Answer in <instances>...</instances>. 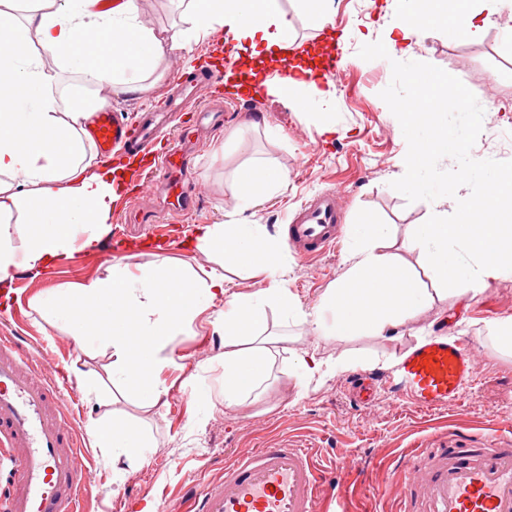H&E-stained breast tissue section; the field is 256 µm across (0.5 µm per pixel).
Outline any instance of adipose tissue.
<instances>
[{
    "instance_id": "adipose-tissue-1",
    "label": "adipose tissue",
    "mask_w": 512,
    "mask_h": 512,
    "mask_svg": "<svg viewBox=\"0 0 512 512\" xmlns=\"http://www.w3.org/2000/svg\"><path fill=\"white\" fill-rule=\"evenodd\" d=\"M388 9L385 45L405 56L408 41L442 20L449 37L479 39L496 15L512 11V0H391ZM185 12L188 28L165 42L141 23L133 0L111 9L100 0H30L21 15L16 0H0V283L11 282L19 265L34 270L96 250L118 200L116 186L137 165L98 159L85 126L107 100L74 91L54 96L62 72L78 74L82 88L107 85L149 96L167 74V52L191 54L193 42L218 31L272 63H287L300 48L283 0H187ZM287 180L285 171L268 165L245 166L233 194L235 211L251 210ZM389 233L388 225L367 223L353 234L347 272L321 297L336 314V335L386 338L443 302L439 289L424 287L412 267L382 252ZM195 234L197 251L233 254L264 287L230 297L216 269L200 277L119 261L107 276L34 299L55 325L69 328L78 350L111 349L113 381L135 388L145 409L167 392L155 375L171 360L172 336L202 319L216 300L225 302L219 364L230 408L260 400L273 346L294 340L285 331L260 337L267 306L277 304L284 319L321 328L282 288L280 242L262 225L206 224ZM91 435L111 449L116 468L142 462L157 446L146 430L118 419Z\"/></svg>"
}]
</instances>
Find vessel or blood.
<instances>
[{
	"label": "vessel or blood",
	"mask_w": 512,
	"mask_h": 512,
	"mask_svg": "<svg viewBox=\"0 0 512 512\" xmlns=\"http://www.w3.org/2000/svg\"><path fill=\"white\" fill-rule=\"evenodd\" d=\"M216 70H178L176 93L146 118L129 122L120 112L97 109L86 127L99 156L112 152L149 156L153 181L133 190L152 195L156 208L141 212L146 234L166 250L180 247L171 226L188 220L196 186L187 172L185 144L156 151L155 141L172 135L175 117L197 129H220L210 105ZM342 197L328 190L305 203L289 220L287 242L298 257L335 248L341 236ZM395 392L412 406L432 410L452 402L479 373L459 340L434 336L408 350L398 365ZM12 468L0 480V512H83L82 457L72 425L62 413L43 370L20 337H0V460ZM358 481L338 487L309 449L275 441L238 452L224 477L206 481L181 498V512H345ZM399 512H512V443L492 448L449 444L441 436L402 452L394 484Z\"/></svg>",
	"instance_id": "1"
}]
</instances>
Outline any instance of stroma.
Returning <instances> with one entry per match:
<instances>
[{
	"mask_svg": "<svg viewBox=\"0 0 512 512\" xmlns=\"http://www.w3.org/2000/svg\"><path fill=\"white\" fill-rule=\"evenodd\" d=\"M137 4L142 20L167 35L179 34L187 26L172 0H137ZM386 8L387 0H335L329 23L315 31L304 24L296 0H290L288 12L299 41L326 46L338 39L345 49V71L336 82V131L318 133L325 116L317 106L303 104L301 86L263 91L246 101L225 104L224 127L239 130L241 144L226 154L216 153L223 140L217 134L191 159L190 172L199 185L193 224L225 222L234 205L237 170L247 158L256 157L287 171L288 185L244 213L247 223L284 236L293 210L335 187L346 197L343 234H350L353 225L366 218L389 225V252L420 268L417 255L406 252L403 242L410 226L424 223L433 209L425 200L407 202L391 186L405 172L408 150L396 131L394 115L380 97L391 82L392 68L388 60L366 61L357 55L362 44L384 39ZM411 58L451 72L477 100L488 102L482 132L471 149L473 156L512 160V81L504 77L512 71V51L503 48L497 27H489L477 41L449 38L446 27H439L413 41ZM161 260L200 275L223 265L231 295L258 287L246 268L229 259L217 262L191 247L159 254L148 248L138 251L140 265ZM113 262L112 256L98 249L51 272L19 268L21 315L0 328L24 337L44 365L63 366L68 374L64 383L51 375L46 381L56 391L61 410L71 417L77 436L86 441L85 512H127L147 503L155 512H170L180 493L200 486L203 479L220 477L233 455L261 447L272 437L312 449L316 461L336 480L346 477L343 464L364 470L361 488L346 503L348 512H395V468L409 443L432 439L439 431L476 447L512 439L502 430L503 425L512 424V351L487 338L492 323L512 317V270L504 271L483 293L449 297L447 303L398 328L392 340L327 336L309 332L304 325L292 326L295 343L277 354L266 394L246 410L225 407L218 394L217 372L211 363L223 351L221 336L209 325L185 330L174 338L172 361L160 375L168 388L165 403L147 412L139 407L132 388L111 381L110 349L76 351L67 332L52 326L32 302L39 291L103 276ZM347 267L341 247L307 259L288 251L279 279L303 311L327 328L335 315L321 306L320 299ZM434 329L464 337L481 364L476 380L455 401L423 411L386 388L379 389L368 404L354 401L350 378L360 372L351 363L354 356L375 359V374H393L405 352ZM301 350L328 364L348 362L350 368L319 385L287 384V376L295 372L293 355ZM85 381L94 382V389L82 390ZM115 418L143 424L158 443L147 462L120 478L107 462L109 449L89 440L93 427Z\"/></svg>",
	"mask_w": 512,
	"mask_h": 512,
	"instance_id": "stroma-1",
	"label": "stroma"
}]
</instances>
